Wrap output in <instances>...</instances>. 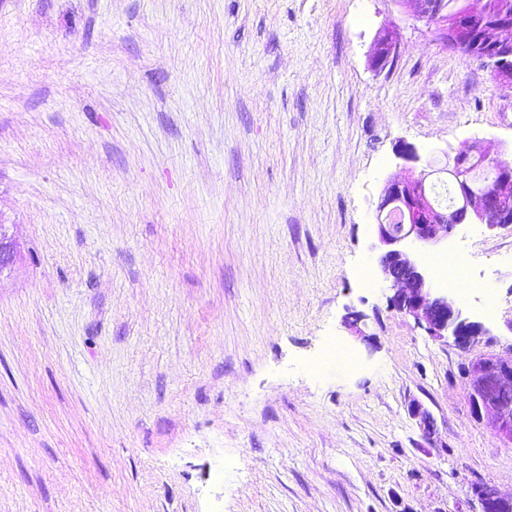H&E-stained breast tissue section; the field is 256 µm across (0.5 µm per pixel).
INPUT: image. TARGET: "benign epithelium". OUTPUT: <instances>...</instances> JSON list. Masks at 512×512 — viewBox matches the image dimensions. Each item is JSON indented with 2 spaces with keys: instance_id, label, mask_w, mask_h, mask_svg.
Listing matches in <instances>:
<instances>
[{
  "instance_id": "obj_1",
  "label": "benign epithelium",
  "mask_w": 512,
  "mask_h": 512,
  "mask_svg": "<svg viewBox=\"0 0 512 512\" xmlns=\"http://www.w3.org/2000/svg\"><path fill=\"white\" fill-rule=\"evenodd\" d=\"M398 11L421 22L440 46L452 50L466 48L470 59L491 68L497 80L512 83V14L490 15V0H465L463 12L450 13L437 6L435 0H393ZM399 55L396 33L387 28L379 35L369 63L382 73L391 68ZM475 163L495 172L492 191L472 192L470 164ZM451 174L460 191V202L446 211L432 203L426 191L427 168L407 179L386 180L379 211L393 199H399L401 218L398 224L377 225L383 247L379 267L383 282L392 291L390 305L412 317L435 341L453 340L460 348L471 347L485 332L479 322L463 317L462 310L447 293L427 287L433 272L410 251L415 243L437 245L451 237L461 224L480 223L490 228L512 224V162L492 153L484 142L474 140L458 151L450 163ZM16 260L15 244L7 225L0 224V277ZM462 374L470 383V403L475 418H489L499 438L512 444V402L503 394L512 390V356L503 358L483 355L462 366ZM409 414L427 435L434 433V420L420 403L411 405ZM471 501L478 512H499L512 504V496H504L492 486H475Z\"/></svg>"
}]
</instances>
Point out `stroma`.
Listing matches in <instances>:
<instances>
[{"mask_svg":"<svg viewBox=\"0 0 512 512\" xmlns=\"http://www.w3.org/2000/svg\"><path fill=\"white\" fill-rule=\"evenodd\" d=\"M400 52L378 74L382 28ZM512 84L392 0H0V512H454L512 494L460 367L512 354V225L457 227L463 350L390 309L385 181ZM365 314L361 331L348 324ZM422 403L426 436L409 414ZM7 226L0 224V278L11 269L16 260L15 244ZM471 492L472 498L469 503L476 502L479 508L475 512H500L502 505L512 504V496H504L492 486H475L472 487Z\"/></svg>","mask_w":512,"mask_h":512,"instance_id":"1","label":"stroma"}]
</instances>
